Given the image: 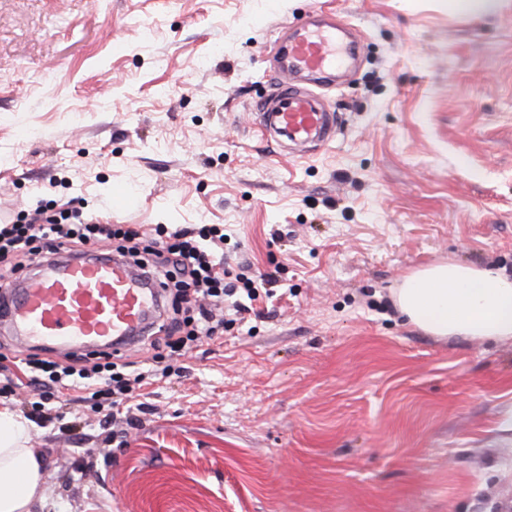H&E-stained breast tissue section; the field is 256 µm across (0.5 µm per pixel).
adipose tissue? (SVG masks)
I'll return each mask as SVG.
<instances>
[{"instance_id": "1", "label": "adipose tissue", "mask_w": 512, "mask_h": 512, "mask_svg": "<svg viewBox=\"0 0 512 512\" xmlns=\"http://www.w3.org/2000/svg\"><path fill=\"white\" fill-rule=\"evenodd\" d=\"M410 323L438 337L512 340V275L446 260L406 275L394 293ZM27 422L0 405V512H44L40 449L26 445Z\"/></svg>"}]
</instances>
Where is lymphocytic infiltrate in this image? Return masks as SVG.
<instances>
[{
	"mask_svg": "<svg viewBox=\"0 0 512 512\" xmlns=\"http://www.w3.org/2000/svg\"><path fill=\"white\" fill-rule=\"evenodd\" d=\"M118 239L123 243L121 256L131 257L133 265L148 278L158 280L162 292L171 293L175 303L188 304L198 311L197 318L172 315L158 325L163 342L172 351L183 350L188 344L213 337L218 325V313L224 310L225 271L213 260V253L224 242V231L219 225L200 229H174L154 242L151 261L141 258L142 237L133 224L87 222L63 223L52 209L39 206L31 218L0 224V256L14 257V270L44 254H66L80 258L94 251L104 240ZM18 369L28 384L38 393L37 408L50 405L55 419L63 413L57 404L65 392L74 391L91 397L98 405L116 407L132 391L131 381L116 371L112 354L100 352L97 361L86 355L67 352L52 358L40 353L14 355Z\"/></svg>",
	"mask_w": 512,
	"mask_h": 512,
	"instance_id": "1",
	"label": "lymphocytic infiltrate"
}]
</instances>
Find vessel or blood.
<instances>
[{"instance_id":"vessel-or-blood-1","label":"vessel or blood","mask_w":512,"mask_h":512,"mask_svg":"<svg viewBox=\"0 0 512 512\" xmlns=\"http://www.w3.org/2000/svg\"><path fill=\"white\" fill-rule=\"evenodd\" d=\"M359 47L348 26L325 14L284 24L272 44L275 77L257 104L259 129L313 151L336 139L337 116L316 90L345 70ZM156 291L121 260H48L20 288L9 312L21 345L50 349L129 340L152 319Z\"/></svg>"}]
</instances>
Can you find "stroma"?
Wrapping results in <instances>:
<instances>
[{
    "label": "stroma",
    "mask_w": 512,
    "mask_h": 512,
    "mask_svg": "<svg viewBox=\"0 0 512 512\" xmlns=\"http://www.w3.org/2000/svg\"><path fill=\"white\" fill-rule=\"evenodd\" d=\"M336 13L364 49L300 155L267 140L281 25ZM41 204L224 227L231 275L275 280L100 427L31 420L46 512H512V341L429 335L392 298L446 258L512 273V0H0V220Z\"/></svg>",
    "instance_id": "obj_1"
}]
</instances>
